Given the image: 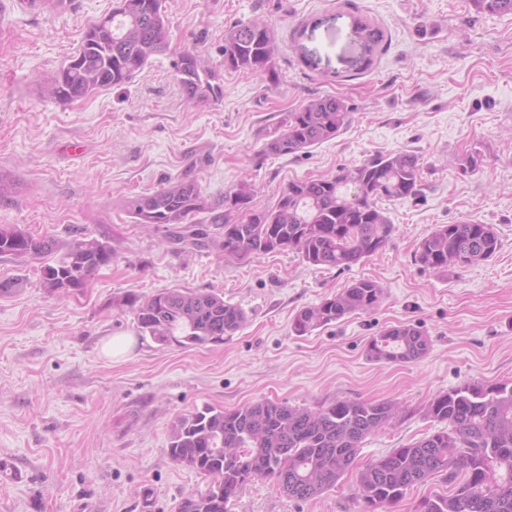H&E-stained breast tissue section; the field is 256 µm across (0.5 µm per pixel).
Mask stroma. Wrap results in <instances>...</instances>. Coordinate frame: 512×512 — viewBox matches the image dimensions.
<instances>
[{"label": "stroma", "mask_w": 512, "mask_h": 512, "mask_svg": "<svg viewBox=\"0 0 512 512\" xmlns=\"http://www.w3.org/2000/svg\"><path fill=\"white\" fill-rule=\"evenodd\" d=\"M113 4L68 0L49 13L0 0V170L19 184L0 205V224L63 243L104 237L117 251L83 292L64 296L41 285L54 256L0 259V282L14 283L0 293V512H172L204 481L169 459V427L207 405L401 402L407 414L363 442L364 465L437 431L424 407L439 393L474 379L512 380V15L479 12L472 0H164L170 52L122 86L73 103L48 98L46 82ZM357 18L387 38L365 71ZM254 19L276 34L278 83L227 70L221 100L187 103L178 51L222 62L227 31ZM325 95L348 105L347 129L295 155L265 154L286 113ZM397 150L421 156V193L385 202L395 226L389 244L344 270L289 251L184 252L164 227L133 223L117 207L191 169L212 200L246 179L257 187L256 207L266 208L293 180L331 177ZM476 152L482 167L462 175L461 161ZM462 221L493 225L500 247L491 259L448 276L416 262L424 237ZM366 278L386 290L376 309L292 332L298 310ZM166 288L222 293L247 322L197 348L136 338L132 311L116 299ZM399 325L428 337L426 356L370 360V337ZM115 335L134 343L112 358L102 347ZM358 510L349 475L309 501L255 480L233 507Z\"/></svg>", "instance_id": "1"}]
</instances>
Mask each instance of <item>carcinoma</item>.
Listing matches in <instances>:
<instances>
[{
  "label": "carcinoma",
  "mask_w": 512,
  "mask_h": 512,
  "mask_svg": "<svg viewBox=\"0 0 512 512\" xmlns=\"http://www.w3.org/2000/svg\"><path fill=\"white\" fill-rule=\"evenodd\" d=\"M495 15L512 14V0H473ZM368 55L383 49L384 30L355 19ZM275 34L258 20L235 23L224 37V60L216 65L185 49L176 75L190 101L224 96L221 69L277 80ZM170 49L163 0H115L112 11L87 26L76 54L45 86L52 99L70 103L105 87L126 84L151 57ZM344 100L313 99L283 119V130L264 151L293 155L336 138L351 122ZM418 154L396 151L343 168L330 178L294 180L275 206L258 209L254 184L242 180L218 202L203 192L192 171L169 179L146 195L121 202L134 223L164 224L169 242L184 248H217L238 257L290 250L312 266L345 269L382 251L394 226L379 202L412 198L421 191ZM500 246L491 224L438 226L418 245L415 259L446 275L489 260ZM41 268L43 288L65 294L84 288L115 251L106 239L78 238L63 247L18 226L0 225V257L24 263L53 253ZM384 297L381 284L359 279L319 304L300 309L292 331L301 336L344 317L367 313ZM134 314L137 332L162 345L182 348L219 344L246 322L243 309L215 291L170 288L119 301ZM428 339L410 326L371 337L367 355L375 362H413L425 356ZM404 413L394 400L338 399L317 409L258 400L235 410L205 406L175 418L169 430L170 460L206 481L182 497L175 512H231L244 486L265 478L288 497L311 500L336 487L355 466L363 441ZM429 417L447 426L414 443L392 449L356 474L362 512H385L408 490L436 477L449 490L423 500L418 512H512V381L472 380L431 399Z\"/></svg>",
  "instance_id": "1"
}]
</instances>
